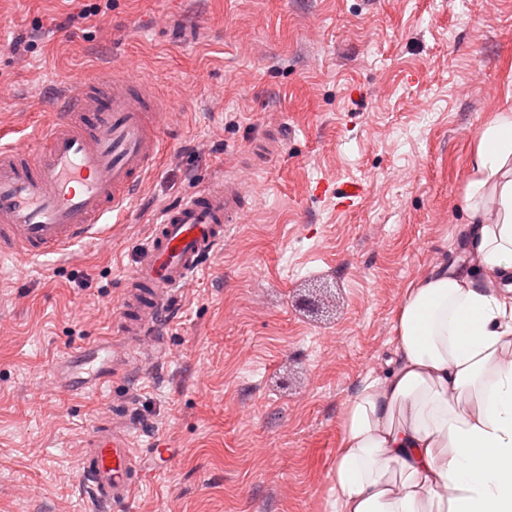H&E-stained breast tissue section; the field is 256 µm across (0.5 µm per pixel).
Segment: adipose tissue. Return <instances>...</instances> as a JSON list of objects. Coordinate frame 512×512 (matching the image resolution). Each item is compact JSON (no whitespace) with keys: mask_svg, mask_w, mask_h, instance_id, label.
I'll return each instance as SVG.
<instances>
[{"mask_svg":"<svg viewBox=\"0 0 512 512\" xmlns=\"http://www.w3.org/2000/svg\"><path fill=\"white\" fill-rule=\"evenodd\" d=\"M469 167L467 222L407 288L391 372L345 407L336 512H512V111Z\"/></svg>","mask_w":512,"mask_h":512,"instance_id":"1","label":"adipose tissue"}]
</instances>
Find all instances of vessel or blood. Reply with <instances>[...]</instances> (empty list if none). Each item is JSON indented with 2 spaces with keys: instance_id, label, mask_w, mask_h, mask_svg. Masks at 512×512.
Masks as SVG:
<instances>
[{
  "instance_id": "obj_1",
  "label": "vessel or blood",
  "mask_w": 512,
  "mask_h": 512,
  "mask_svg": "<svg viewBox=\"0 0 512 512\" xmlns=\"http://www.w3.org/2000/svg\"><path fill=\"white\" fill-rule=\"evenodd\" d=\"M57 119L36 151L0 147V251L36 259L102 237L106 216L124 215L162 152L160 128L170 104L148 79L122 68L93 82L73 79L55 106ZM247 197L235 177L188 193L154 225L121 299L119 335L154 339L173 317L176 289L224 245ZM111 339L59 360L54 376L72 390L98 389L112 376ZM78 474L100 512L129 503L155 476L137 462L127 430L100 424L83 440Z\"/></svg>"
}]
</instances>
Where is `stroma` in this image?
<instances>
[{"instance_id":"35a3bbf8","label":"stroma","mask_w":512,"mask_h":512,"mask_svg":"<svg viewBox=\"0 0 512 512\" xmlns=\"http://www.w3.org/2000/svg\"><path fill=\"white\" fill-rule=\"evenodd\" d=\"M116 67L172 100L164 156L103 241L0 256V512H93L79 441L112 419L156 475L121 512H335L344 406L385 375L408 286L466 222L477 133L512 107V0H0L18 146ZM227 175L248 208L164 349L116 343L110 382L64 392L54 364L116 335L160 213Z\"/></svg>"}]
</instances>
